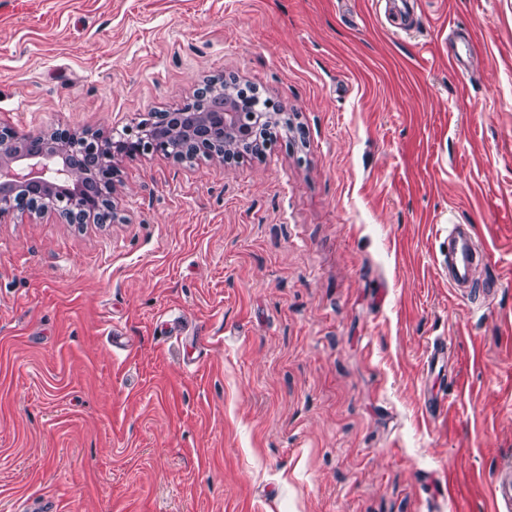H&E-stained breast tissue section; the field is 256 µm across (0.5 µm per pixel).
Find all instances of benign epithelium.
Wrapping results in <instances>:
<instances>
[{
	"label": "benign epithelium",
	"mask_w": 512,
	"mask_h": 512,
	"mask_svg": "<svg viewBox=\"0 0 512 512\" xmlns=\"http://www.w3.org/2000/svg\"><path fill=\"white\" fill-rule=\"evenodd\" d=\"M235 85L237 80L233 77L208 80L193 94L192 102L198 111L190 113L178 108L153 112L148 119L126 129L120 140L112 142L101 167V184L91 192L74 190L73 185L86 172L82 165L71 161L67 149L76 142L86 153L96 154L102 146V136L71 129L39 134L0 129V217L11 211V193L22 191L33 201L32 213L36 215L52 213L66 224H103L113 220L114 202L103 184L112 183L114 159L169 151L158 140L167 129L181 132V147L195 156L210 155L225 162L234 158L233 150L227 147L218 155L214 153L216 130L232 132L241 147L252 144L272 121L271 113L255 110L258 98L239 99L231 94L230 87Z\"/></svg>",
	"instance_id": "1"
}]
</instances>
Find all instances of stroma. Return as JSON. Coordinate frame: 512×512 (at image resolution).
Listing matches in <instances>:
<instances>
[{
    "instance_id": "35a3bbf8",
    "label": "stroma",
    "mask_w": 512,
    "mask_h": 512,
    "mask_svg": "<svg viewBox=\"0 0 512 512\" xmlns=\"http://www.w3.org/2000/svg\"><path fill=\"white\" fill-rule=\"evenodd\" d=\"M404 2L0 0V127L115 137L227 74L290 121L230 163L117 159L113 222L0 218V512H492L512 0L402 31ZM452 224L486 254L463 290Z\"/></svg>"
}]
</instances>
